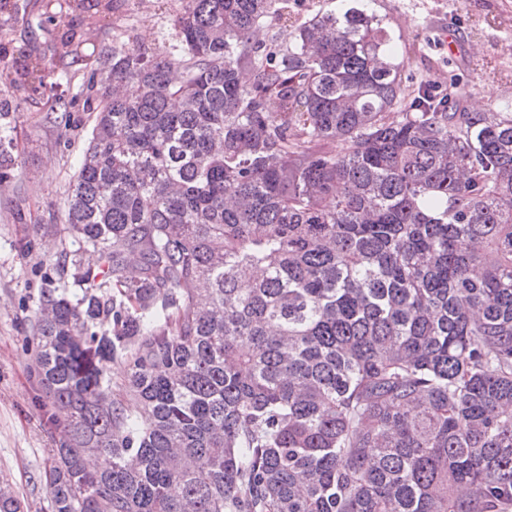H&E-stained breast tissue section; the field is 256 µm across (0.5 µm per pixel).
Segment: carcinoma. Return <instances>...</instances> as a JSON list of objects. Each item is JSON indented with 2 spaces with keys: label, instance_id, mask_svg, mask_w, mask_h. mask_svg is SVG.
I'll list each match as a JSON object with an SVG mask.
<instances>
[{
  "label": "carcinoma",
  "instance_id": "obj_1",
  "mask_svg": "<svg viewBox=\"0 0 512 512\" xmlns=\"http://www.w3.org/2000/svg\"><path fill=\"white\" fill-rule=\"evenodd\" d=\"M288 2L181 0L162 53L60 36L112 287L39 298L52 512H512V103L403 82L375 0Z\"/></svg>",
  "mask_w": 512,
  "mask_h": 512
}]
</instances>
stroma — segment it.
Returning a JSON list of instances; mask_svg holds the SVG:
<instances>
[{"mask_svg": "<svg viewBox=\"0 0 512 512\" xmlns=\"http://www.w3.org/2000/svg\"><path fill=\"white\" fill-rule=\"evenodd\" d=\"M0 14V135L12 140L16 165L0 180V480L7 481L27 512H51L45 483L59 431L42 406L44 392L34 371L38 343L35 311L47 281L78 294L77 267L98 268L91 247L65 221V202L87 147L95 114L86 99L88 72L60 58L55 25L62 17L89 37L87 52L111 49L120 27L135 30L139 44L155 52L172 41L174 0H125L118 19L88 10L72 13L67 0H17ZM398 45L407 48L404 75L453 92L452 75L471 81L469 105L512 100V0H376ZM474 46L476 57L449 52L446 37ZM53 63L47 86L32 89L23 66L33 58ZM31 250H24V243ZM68 254L65 270L54 267Z\"/></svg>", "mask_w": 512, "mask_h": 512, "instance_id": "35a3bbf8", "label": "stroma"}]
</instances>
